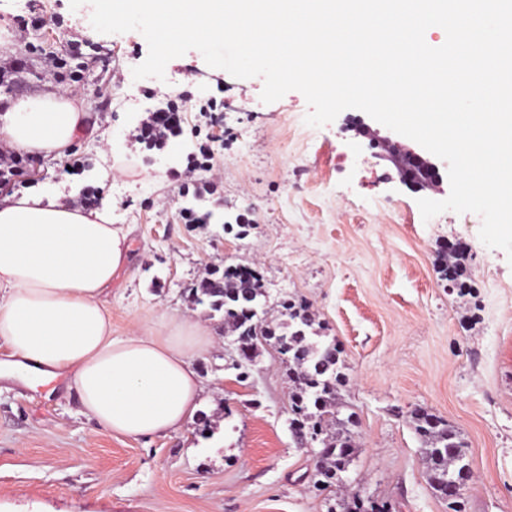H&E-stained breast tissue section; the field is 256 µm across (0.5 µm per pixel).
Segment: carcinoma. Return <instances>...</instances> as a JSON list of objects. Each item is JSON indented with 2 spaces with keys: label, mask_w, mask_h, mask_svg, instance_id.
<instances>
[{
  "label": "carcinoma",
  "mask_w": 512,
  "mask_h": 512,
  "mask_svg": "<svg viewBox=\"0 0 512 512\" xmlns=\"http://www.w3.org/2000/svg\"><path fill=\"white\" fill-rule=\"evenodd\" d=\"M262 285L238 277L235 270L213 274L190 288L198 304H206L214 312H224V319L232 323L241 337L243 358L251 359L247 350L254 349L257 336L274 341L279 353L288 362L287 377L292 383L289 394L296 444L309 435L324 436L325 447L331 449L335 470L315 468L322 477L321 484L331 486L341 481L351 461L352 436L347 425L339 419L327 417V407L336 401V390L345 381L338 366V349L332 344H320L308 335L314 320L302 304L283 303V315L288 318V332L284 333L252 314ZM415 430L425 445L429 462L430 483L454 472L463 464L464 443L448 422L427 412L412 414Z\"/></svg>",
  "instance_id": "obj_1"
}]
</instances>
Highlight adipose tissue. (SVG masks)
Listing matches in <instances>:
<instances>
[{
  "instance_id": "adipose-tissue-1",
  "label": "adipose tissue",
  "mask_w": 512,
  "mask_h": 512,
  "mask_svg": "<svg viewBox=\"0 0 512 512\" xmlns=\"http://www.w3.org/2000/svg\"><path fill=\"white\" fill-rule=\"evenodd\" d=\"M91 124L73 100L52 93L0 115V144L37 159L67 156ZM112 204L65 206L41 188L0 203V379L35 386L57 379L108 432L128 437L181 428L199 408L194 355L211 336L183 319L116 338L106 291L131 258Z\"/></svg>"
}]
</instances>
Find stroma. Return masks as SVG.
Segmentation results:
<instances>
[{"mask_svg":"<svg viewBox=\"0 0 512 512\" xmlns=\"http://www.w3.org/2000/svg\"><path fill=\"white\" fill-rule=\"evenodd\" d=\"M92 12L89 0L75 10L70 0H0V62L28 60L0 95L56 90L45 58L69 55L72 40L93 56L77 102L95 126L70 151L78 168L67 174L45 159L39 180L18 176L14 189L39 185L76 203L92 188L111 200L134 253L106 296L112 334L179 317L212 329L194 359L210 435L190 422L165 435L116 436L64 387L0 380V512H333L337 495L356 492L387 512H449L429 484L409 422L416 410L447 421L466 444L465 512H512V263L481 242V217L423 220L418 197L447 198L449 181L421 193L403 185L369 144L398 133L363 111L308 127L300 92L263 103L262 78H234L196 50L169 61L164 79H134L145 38L98 33ZM36 13L62 22L19 38ZM178 96L228 108L183 113L165 148L138 142L140 123ZM197 203L214 220L181 215ZM230 213L242 216L245 235L224 230ZM455 240L467 245L461 290L441 268ZM235 265L259 267L270 318L281 300L305 302L341 351L348 382L339 399L358 420L342 492L313 484L315 460L292 436L276 351L259 347L239 380L223 320L188 297L210 271Z\"/></svg>","mask_w":512,"mask_h":512,"instance_id":"1","label":"stroma"}]
</instances>
